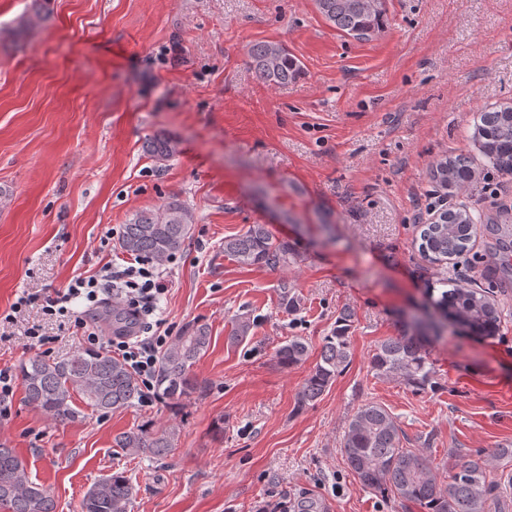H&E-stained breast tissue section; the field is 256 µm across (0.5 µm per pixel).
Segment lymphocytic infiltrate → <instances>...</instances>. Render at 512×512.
<instances>
[{
  "mask_svg": "<svg viewBox=\"0 0 512 512\" xmlns=\"http://www.w3.org/2000/svg\"><path fill=\"white\" fill-rule=\"evenodd\" d=\"M165 291L157 263L137 260L126 266L106 265L95 274L73 276L62 289L22 290L9 310L0 315V330L15 326L21 314L35 306L48 318L71 320L82 331L85 351L104 349L118 355L138 378L143 403L150 404L158 399L155 376L159 354L169 343L161 321L153 317L157 300ZM77 299L85 301L91 310L119 300L134 319L136 332L101 338L88 328L83 315L71 311L69 304Z\"/></svg>",
  "mask_w": 512,
  "mask_h": 512,
  "instance_id": "1",
  "label": "lymphocytic infiltrate"
}]
</instances>
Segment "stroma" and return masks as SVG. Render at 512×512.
Segmentation results:
<instances>
[{
    "instance_id": "stroma-1",
    "label": "stroma",
    "mask_w": 512,
    "mask_h": 512,
    "mask_svg": "<svg viewBox=\"0 0 512 512\" xmlns=\"http://www.w3.org/2000/svg\"><path fill=\"white\" fill-rule=\"evenodd\" d=\"M370 39L330 27L315 0H49L21 38L0 46V313L24 288H62L128 255L106 239L137 210L170 196L194 229L161 271L156 315L171 336L209 328L193 366L206 395L172 410L135 403L60 424L16 384L0 417L56 512H79L86 490L116 471L136 489L130 512H256L269 496L317 512H423L363 490L339 442L362 403L385 406L406 445L447 479L455 450L512 447V281L494 258L492 225H512V173L489 165L475 125L512 106V0H383ZM258 42L299 64L285 84L259 81ZM179 146L158 164L147 138ZM466 155L476 182L444 192L433 172ZM468 210L464 255L433 263L418 250L442 201ZM264 224L295 242L285 268L241 266L225 238ZM485 290L501 332L448 327L429 343L430 386L375 374L370 356L402 322L429 310L444 281ZM297 300L280 303L281 283ZM351 360L315 403L297 394L342 310ZM254 327L230 341L236 318ZM299 337L301 364L275 351ZM149 422L178 434L175 454L125 455L115 434ZM224 434L214 437L216 423Z\"/></svg>"
}]
</instances>
